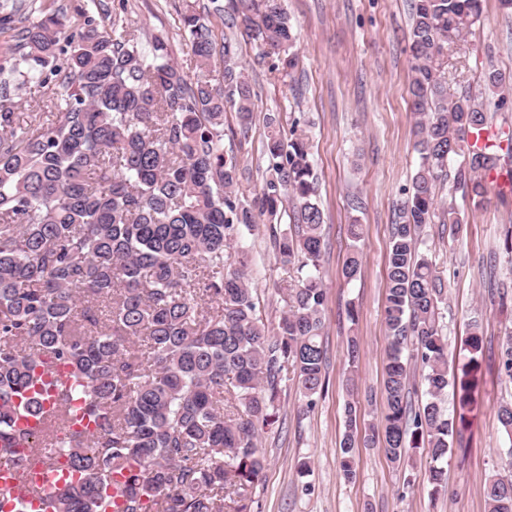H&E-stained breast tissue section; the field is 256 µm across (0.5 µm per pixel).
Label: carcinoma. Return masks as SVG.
<instances>
[{
	"label": "carcinoma",
	"instance_id": "1",
	"mask_svg": "<svg viewBox=\"0 0 512 512\" xmlns=\"http://www.w3.org/2000/svg\"><path fill=\"white\" fill-rule=\"evenodd\" d=\"M42 0L0 4V31L14 44L0 56V440L27 442L49 468L65 467L80 481L54 489L52 512H104L113 474L124 512H224L226 497L244 502L262 480L266 458L258 439L276 417L285 373L306 400L324 388L321 342L326 299L319 262L323 213L313 200L306 138L285 135L266 120L264 152L270 178L253 201L236 192V169L224 159V112L252 119V92L224 41V71L204 12L224 13L220 0L177 11L196 75L170 59L168 44L143 45L126 19L125 0L112 5L110 29L94 11L67 15ZM263 57L286 76L297 65L282 0H237ZM481 0H414L410 52L414 149L420 164L392 226L387 261L385 325L390 338L384 378L386 406L363 446L377 444L399 463L427 444L428 479L447 490L444 463L457 425L471 405L470 373L482 350V323L471 321L470 358L449 370L448 342L438 329L445 286L421 249L419 230L436 214V183L455 164L448 195L485 196L484 174L497 156L469 149V134L488 127L484 103L450 90L442 77L448 35L470 31ZM483 81L497 106L505 78ZM54 87L48 111L24 120L16 112L21 87ZM292 204L294 229L278 240L282 264L307 269L285 289L286 310L265 323L251 288L247 253L239 246L256 217ZM361 263L352 250L346 281ZM512 380V334L500 351ZM418 366L426 401H409L411 366ZM62 366L72 380L58 403H71L89 427L61 438L50 428L21 436L14 415L44 414L28 396L38 373ZM453 390L458 407L445 412ZM356 436L339 446L344 477H353ZM487 512H512V477L493 476Z\"/></svg>",
	"mask_w": 512,
	"mask_h": 512
}]
</instances>
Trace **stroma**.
I'll use <instances>...</instances> for the list:
<instances>
[{
	"mask_svg": "<svg viewBox=\"0 0 512 512\" xmlns=\"http://www.w3.org/2000/svg\"><path fill=\"white\" fill-rule=\"evenodd\" d=\"M182 0H128L126 17L144 39L167 40L172 60L187 77L195 62L175 24ZM298 39L292 76L272 70L236 11L225 8L213 21L216 43L231 40L235 62L252 90L253 119L241 125L234 108L224 114V155L236 165L238 196L249 201L268 175L265 121L275 114L283 126H297L308 138L317 177L316 200L324 212L328 249L321 263L326 288L325 388L305 407L295 381L283 384L279 420L259 448L267 459L254 489L250 512H485L484 488L492 475H512L504 453L497 410L512 402V380L499 365L500 346L512 331V254L505 238L512 230V191L491 186L481 202L449 197L465 223L453 232L442 218L420 230L422 248L447 291L439 325L448 340V366L469 359L465 339L470 322L483 321V350L472 390L462 450L448 457V490L436 495L427 479L423 448L409 461L391 462L382 447L359 448L355 475L344 478L337 449L345 431L346 404L358 408V429L380 422L385 406L383 379L389 338L384 325L387 257L398 208L418 167L413 147L415 117L408 86L411 0H284ZM445 79L451 89L484 96L483 74L495 67L512 77V14L498 0H482L479 23L448 44ZM365 227L351 244L346 227ZM275 225L258 218L245 234L253 260L252 286L268 323L284 310L281 287L295 267L276 255ZM362 255L360 275L341 276L351 248ZM357 341V359L348 344ZM307 462L299 473V462Z\"/></svg>",
	"mask_w": 512,
	"mask_h": 512,
	"instance_id": "1",
	"label": "stroma"
}]
</instances>
